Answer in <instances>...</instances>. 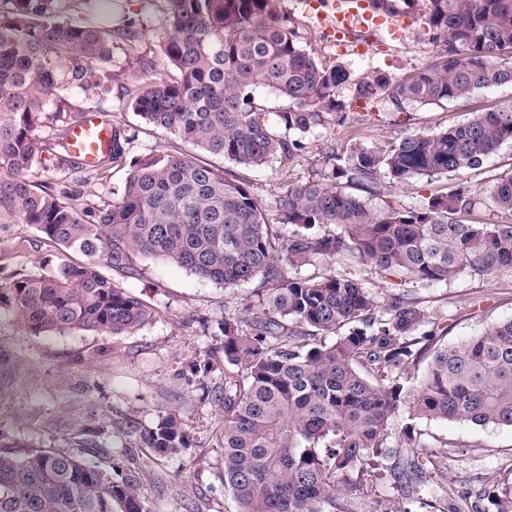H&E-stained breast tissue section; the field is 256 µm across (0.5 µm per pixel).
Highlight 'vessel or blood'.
Masks as SVG:
<instances>
[{
  "instance_id": "b4317fda",
  "label": "vessel or blood",
  "mask_w": 512,
  "mask_h": 512,
  "mask_svg": "<svg viewBox=\"0 0 512 512\" xmlns=\"http://www.w3.org/2000/svg\"><path fill=\"white\" fill-rule=\"evenodd\" d=\"M306 16L327 40L358 48L383 33L400 40L405 25L403 18L384 14L371 0H311ZM67 142L72 154L94 160L112 146L110 124L103 116L88 113L71 127Z\"/></svg>"
}]
</instances>
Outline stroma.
<instances>
[{
    "label": "stroma",
    "mask_w": 512,
    "mask_h": 512,
    "mask_svg": "<svg viewBox=\"0 0 512 512\" xmlns=\"http://www.w3.org/2000/svg\"><path fill=\"white\" fill-rule=\"evenodd\" d=\"M160 0H113L112 22L139 19L142 30L135 47L113 52L112 71L129 70L133 54L160 57ZM314 45L321 61L342 62L352 75L381 70L401 75L426 63L435 47L429 34L409 26L385 52H339L323 37ZM512 105V85L486 89L472 99L445 106H409L408 131H431L467 120L471 113ZM398 116L374 110L359 126L355 140L342 127L320 130L339 148L356 142H389ZM321 154H305L289 166L271 163L247 170L268 218H275L284 180L304 181L331 168ZM27 226L0 238V281L20 268L51 273L44 252L18 248L34 237ZM341 273L365 283L386 302L393 288L368 267L324 258L304 267L307 275ZM121 287L156 307L159 315L140 328L118 335L71 330L32 334L14 312L0 306V445L16 455L36 448H60L100 463L114 478L134 475L147 512H236L224 488L221 410L214 397L224 385L222 370L202 375L196 370L206 350L215 347L218 324L236 316L243 304L261 293L260 281L237 288L202 279L160 259L146 260L142 274L124 279ZM411 297L434 312L444 342L457 343L494 323L512 318V277L486 280L461 276L431 287L408 285ZM180 416L192 446L162 455L142 445L139 435L162 414ZM416 429L427 442L414 455L426 468L429 491L404 496L390 475L370 477L359 495V512H448L457 501L463 512H486L485 486L512 482V429L480 428L463 423L420 421ZM92 433L95 447L82 444Z\"/></svg>",
    "instance_id": "stroma-1"
}]
</instances>
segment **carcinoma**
Listing matches in <instances>:
<instances>
[{"instance_id": "obj_1", "label": "carcinoma", "mask_w": 512, "mask_h": 512, "mask_svg": "<svg viewBox=\"0 0 512 512\" xmlns=\"http://www.w3.org/2000/svg\"><path fill=\"white\" fill-rule=\"evenodd\" d=\"M162 2L167 65L133 57L115 111L132 110L182 146L131 157L135 134L114 118L112 151L88 167L68 153L66 139L91 106L71 111L70 95L80 91L92 102L112 93L106 69L113 48L135 45L137 20L117 27L60 21L64 8L79 13L81 0H0V234L30 227L35 237L18 245L57 259L51 275L21 269L0 281V305L35 335H114L155 317L113 278L139 277L145 259L226 288L261 280L262 300L218 324L224 487L238 512H356L341 487L387 447L401 413L512 429V318L448 344L436 336L431 312L404 292L382 306L357 279L302 274L314 259L339 255L423 287L461 274L512 276V175L482 192L450 184L418 207L370 205L383 180L403 189L481 167L512 142L511 107L404 133L388 146L356 147L342 167L283 183L273 224L250 181L198 156L261 168L292 163L314 147L333 160L336 140L307 136L365 120L360 108L402 113L512 84V0H376L390 15L419 22L438 51L401 76L376 70L358 77L319 60L283 0ZM345 85L346 96L339 92ZM271 95L288 106L271 111L264 104ZM50 104L55 111H47ZM45 127L40 142L36 132ZM118 167L128 173L116 199L80 203L75 186L104 181ZM483 207L498 220H480ZM285 225L286 235L279 231ZM325 333L336 339L312 342ZM423 361L421 382L406 389L401 372ZM140 438L167 455L191 446L174 413ZM396 447L391 473L410 494L423 480L409 449L426 443L405 424ZM481 496L511 503L512 484ZM0 512L146 510L131 479L115 481L98 463L39 448L22 457L0 452Z\"/></svg>"}]
</instances>
